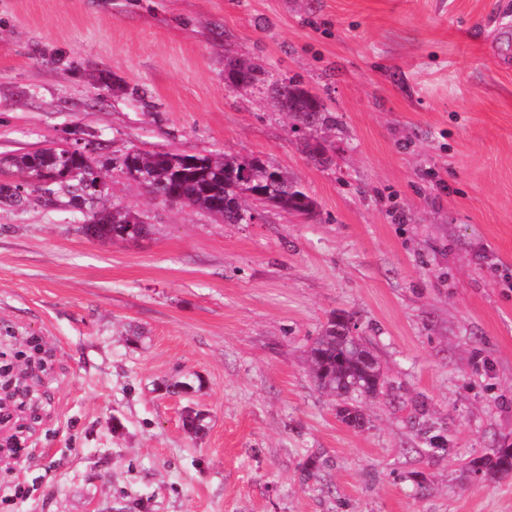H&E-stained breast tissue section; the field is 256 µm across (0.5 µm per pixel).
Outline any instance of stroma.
I'll return each mask as SVG.
<instances>
[{
    "mask_svg": "<svg viewBox=\"0 0 512 512\" xmlns=\"http://www.w3.org/2000/svg\"><path fill=\"white\" fill-rule=\"evenodd\" d=\"M281 79L335 125L299 130ZM57 144L150 233L0 204V339L47 361L0 512H512L472 466L512 444V0H0V158ZM132 147L260 158L316 211L162 202ZM338 312L387 376L360 429L307 358ZM260 68L256 64H248L243 61L226 58L224 64V81L230 87L254 86L258 82Z\"/></svg>",
    "mask_w": 512,
    "mask_h": 512,
    "instance_id": "obj_1",
    "label": "stroma"
}]
</instances>
